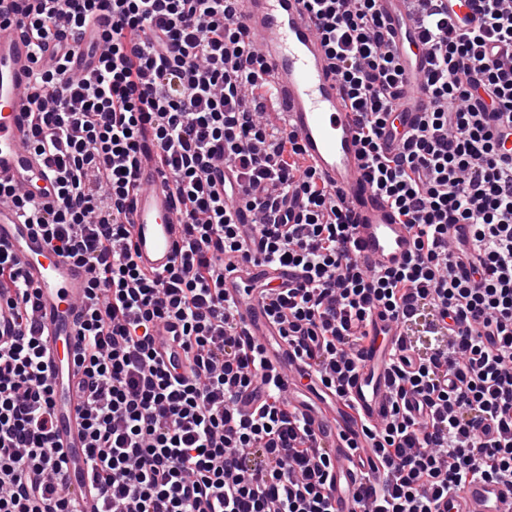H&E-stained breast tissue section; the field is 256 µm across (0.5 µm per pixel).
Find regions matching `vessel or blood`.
I'll list each match as a JSON object with an SVG mask.
<instances>
[{"instance_id":"obj_1","label":"vessel or blood","mask_w":512,"mask_h":512,"mask_svg":"<svg viewBox=\"0 0 512 512\" xmlns=\"http://www.w3.org/2000/svg\"><path fill=\"white\" fill-rule=\"evenodd\" d=\"M410 0H381L391 23L393 40L408 74L427 66L417 25L408 11ZM238 12L275 77L276 97L286 127L299 138L303 154L323 180L344 197L355 224L359 259L393 269L414 250V236L391 206L374 193L363 176L359 128L338 86L333 60L317 35L301 0H239ZM36 68L29 39L16 23L0 25V184L27 192L36 202L55 200V179L41 164L30 143L31 104L26 88ZM409 105L401 113L406 125H416L430 108L419 85H411ZM140 188L129 213L133 252L138 266L165 273L177 257L183 221L177 213L167 180L158 170L153 149L140 156ZM0 247L6 248L25 279L38 291L36 319L43 330L46 360L52 369V403L56 443L68 466V489L77 512H98L90 492L91 465L83 429L85 402L77 390L82 377L76 349L80 300L88 285V267L55 254L40 234L24 224L16 208L0 204ZM291 270L243 263L225 273L224 292L236 302L239 323L263 344L266 359L280 370L286 391H293L301 364L280 343L267 316V301L255 281L287 286ZM381 340L366 346L360 369L349 388V401L317 397L305 414L319 430L323 446L335 464V512H354L351 490L358 479L348 456L349 445L361 442L360 420L377 423L389 411L392 372L389 351L406 337L402 323L377 320ZM440 512H512V485L476 479L459 494L441 502Z\"/></svg>"}]
</instances>
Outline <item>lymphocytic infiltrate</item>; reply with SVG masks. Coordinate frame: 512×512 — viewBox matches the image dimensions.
<instances>
[{
    "instance_id": "f902f5d3",
    "label": "lymphocytic infiltrate",
    "mask_w": 512,
    "mask_h": 512,
    "mask_svg": "<svg viewBox=\"0 0 512 512\" xmlns=\"http://www.w3.org/2000/svg\"><path fill=\"white\" fill-rule=\"evenodd\" d=\"M478 2L470 29L447 0H411L431 108L390 153L381 136L397 127L406 74L381 0H302L356 114L368 180L414 233L405 265L383 270L356 259L348 207L297 135L262 120L274 81L237 0H28L20 12L0 0L34 54L56 57L29 87L56 201L0 185V202L93 273L78 343L100 512H332V462L224 295L253 242L300 273L262 293L308 385L347 398L373 318L426 309L444 339L416 360L393 354L390 412L361 425L382 473L358 485L357 512H436L470 479L512 484V0ZM93 17L101 53L88 74L72 46ZM148 145L185 216L159 276L137 265L127 220ZM219 161L235 177L220 194ZM237 198L253 225L236 223ZM2 296L13 327L0 343V512H72L36 292L0 248ZM168 321L182 328L176 372L155 349Z\"/></svg>"
}]
</instances>
